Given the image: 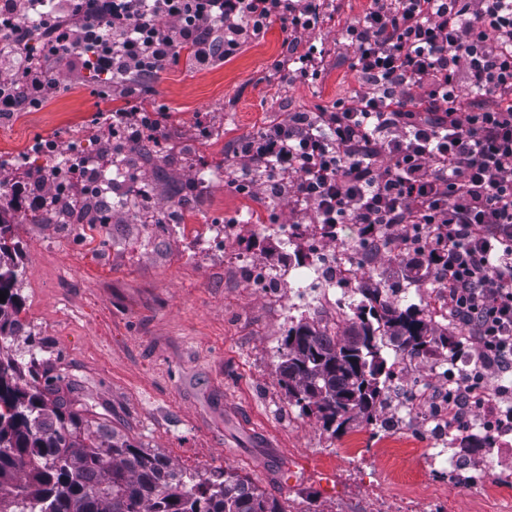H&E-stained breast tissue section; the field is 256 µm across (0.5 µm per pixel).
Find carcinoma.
<instances>
[{"label": "carcinoma", "mask_w": 512, "mask_h": 512, "mask_svg": "<svg viewBox=\"0 0 512 512\" xmlns=\"http://www.w3.org/2000/svg\"><path fill=\"white\" fill-rule=\"evenodd\" d=\"M158 142L143 140L132 165L153 157ZM10 223L0 215V340L21 328L19 252L8 244ZM336 334L310 321L288 322L280 347L279 383L289 402L314 413L338 432L362 419L371 424L384 404L394 362L448 348L425 306L394 305L388 289L371 288L351 303ZM24 364L0 357V512H284L280 504L238 472L214 468L186 474L160 454L131 444L104 446L107 424L89 423L49 387L24 382Z\"/></svg>", "instance_id": "1"}]
</instances>
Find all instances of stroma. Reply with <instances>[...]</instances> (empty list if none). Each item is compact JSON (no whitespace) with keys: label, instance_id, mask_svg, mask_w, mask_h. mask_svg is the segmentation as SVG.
<instances>
[{"label":"stroma","instance_id":"obj_1","mask_svg":"<svg viewBox=\"0 0 512 512\" xmlns=\"http://www.w3.org/2000/svg\"><path fill=\"white\" fill-rule=\"evenodd\" d=\"M370 4L328 0L311 41L322 55L316 79H278L276 65L288 53L278 21L230 58L170 64L137 100L76 65L56 64L59 93L0 124V156L30 155L39 139L63 146L84 133L107 139L106 116L148 100L164 108L178 148L170 157L158 152L141 177L151 205L171 212L175 190L193 186L197 168L222 167L238 141L362 90L340 32ZM33 193L28 186L0 199L20 219L12 235L24 255L16 288L26 323L0 350L48 372L56 396L92 423L111 425L118 441L154 450L184 472L221 467L247 476L284 512H345L375 485L388 499L429 496L433 473L397 488L374 457L395 443L431 447L430 438L412 429L378 432L361 420L335 434L289 405L277 373L281 308L245 279H226L220 258L185 252L186 233L206 235L211 215L269 210L284 219L287 200L239 193L224 178L201 195L187 226L133 224L117 210L107 224H25ZM279 242L278 231L253 229L227 241L226 252L273 268ZM353 442L367 456L357 470L341 454ZM488 471L476 465L455 512H473L487 489L494 512H512V483L490 484Z\"/></svg>","mask_w":512,"mask_h":512}]
</instances>
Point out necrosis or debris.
<instances>
[{"label": "necrosis or debris", "instance_id": "obj_1", "mask_svg": "<svg viewBox=\"0 0 512 512\" xmlns=\"http://www.w3.org/2000/svg\"><path fill=\"white\" fill-rule=\"evenodd\" d=\"M127 126L114 124L111 151L87 152L83 143L72 142L62 149L51 139L35 142L37 153L44 156L48 166L57 168L58 179L54 200L41 210L44 222L51 224H89L94 222L96 206L106 201L139 224L154 223L157 212L150 205V190L142 183L138 172L126 165ZM310 245L305 261L294 265L281 280H274L266 265L239 261L232 272L244 276L252 288L266 299L279 300L284 295H306L311 285L321 291L308 306L288 308L285 319L311 318L323 330H332L347 315L351 301L362 289L375 287L377 279L366 271L373 254L398 253L399 241L380 242L335 253L325 250L322 229L309 235ZM434 382L418 377L416 358L406 355L394 365L392 389L408 385L411 394L402 401L398 412L379 421V428L393 431L405 428L408 419L431 426L438 442L427 449V466L435 473L447 476L449 483L465 491L472 484L470 470L477 460L498 461L502 474H512V392L487 395L482 404H474L471 393L458 386L461 374L491 372L496 368L493 359L469 362L447 361L439 354L430 356ZM478 435L490 438L492 445L483 449L479 458L462 457L456 446L462 437Z\"/></svg>", "mask_w": 512, "mask_h": 512}]
</instances>
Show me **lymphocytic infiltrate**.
I'll use <instances>...</instances> for the list:
<instances>
[{
  "mask_svg": "<svg viewBox=\"0 0 512 512\" xmlns=\"http://www.w3.org/2000/svg\"><path fill=\"white\" fill-rule=\"evenodd\" d=\"M36 0H0V112L57 92L23 52L17 18ZM79 25L46 13L54 57L149 79L184 46L207 64L281 21L321 22L320 0H66ZM365 89L352 103L296 112L241 141L232 188L288 195L315 224L398 237L436 271L452 321L479 354L512 365V0H373L345 27ZM474 93L469 104L459 85Z\"/></svg>",
  "mask_w": 512,
  "mask_h": 512,
  "instance_id": "f902f5d3",
  "label": "lymphocytic infiltrate"
}]
</instances>
